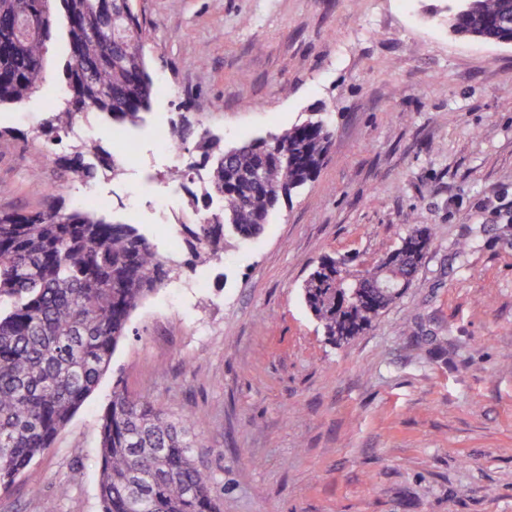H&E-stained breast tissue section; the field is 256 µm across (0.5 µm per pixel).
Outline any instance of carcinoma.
I'll return each instance as SVG.
<instances>
[{
    "instance_id": "obj_1",
    "label": "carcinoma",
    "mask_w": 512,
    "mask_h": 512,
    "mask_svg": "<svg viewBox=\"0 0 512 512\" xmlns=\"http://www.w3.org/2000/svg\"><path fill=\"white\" fill-rule=\"evenodd\" d=\"M454 34L500 44L512 40V0H457ZM64 17L70 59L67 94L42 123L57 140L89 113L135 127L151 106L153 80L144 53L146 21L133 0H0V106L19 104L46 81L47 43ZM174 140L194 136L208 169L205 213L190 188L195 218L178 225L177 245L196 258L224 252L226 233L259 236L270 214L320 171L331 131L310 117L280 134L226 148L181 117ZM64 171L89 181L97 169L117 178L121 159L81 140ZM50 201L27 211H0V489L52 447L107 371L131 313L185 265L160 254L133 224L114 223L104 204L86 199L67 209ZM431 243L426 228L401 241L395 272L414 278ZM306 306L328 342L344 344L369 330L398 297L377 288L336 285V258L309 274ZM102 512H221V491L203 470L186 421L174 422L149 401L113 387L98 423Z\"/></svg>"
}]
</instances>
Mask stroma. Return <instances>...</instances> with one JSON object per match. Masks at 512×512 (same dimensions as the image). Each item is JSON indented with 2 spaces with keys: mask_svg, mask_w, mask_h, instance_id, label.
Masks as SVG:
<instances>
[{
  "mask_svg": "<svg viewBox=\"0 0 512 512\" xmlns=\"http://www.w3.org/2000/svg\"><path fill=\"white\" fill-rule=\"evenodd\" d=\"M134 7L154 94L133 166L82 182L60 164L72 137L38 133L68 57L56 28L42 90L0 107V211L43 204L26 182L36 164L66 206L96 186L111 219L164 253L192 215L170 174L199 159L154 134L179 111L228 146L315 113L331 145L258 238H230L142 301L34 459L38 482L0 492V512H101L98 418L118 383L190 419L222 512H512V44L452 34L455 0ZM416 227L432 241L405 294L329 343L302 299L308 274L325 256L374 264Z\"/></svg>",
  "mask_w": 512,
  "mask_h": 512,
  "instance_id": "obj_1",
  "label": "stroma"
}]
</instances>
